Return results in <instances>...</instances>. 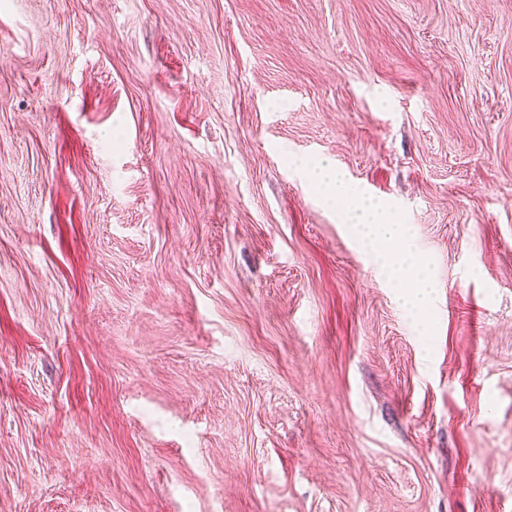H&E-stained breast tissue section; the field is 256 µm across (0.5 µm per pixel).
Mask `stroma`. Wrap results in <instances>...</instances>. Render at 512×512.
<instances>
[{"label":"stroma","instance_id":"obj_1","mask_svg":"<svg viewBox=\"0 0 512 512\" xmlns=\"http://www.w3.org/2000/svg\"><path fill=\"white\" fill-rule=\"evenodd\" d=\"M0 512H512V0H0ZM315 169H318L317 177L328 192L327 198L343 203L346 219L361 227V234L378 253L389 280L395 288L402 289L411 309L422 314L426 309L427 285L424 281L412 279L414 273H419V262L406 247V229L400 224H392L380 205L366 204L352 193L328 165L319 163Z\"/></svg>","mask_w":512,"mask_h":512}]
</instances>
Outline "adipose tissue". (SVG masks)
I'll return each instance as SVG.
<instances>
[{
  "mask_svg": "<svg viewBox=\"0 0 512 512\" xmlns=\"http://www.w3.org/2000/svg\"><path fill=\"white\" fill-rule=\"evenodd\" d=\"M317 176L329 199L342 202L346 219L360 226L363 237L381 258L390 281L401 288L407 304L417 312H424L426 284L413 278L419 270V262L405 244V229L391 223L379 205L365 203L352 193L329 166H319Z\"/></svg>",
  "mask_w": 512,
  "mask_h": 512,
  "instance_id": "adipose-tissue-1",
  "label": "adipose tissue"
}]
</instances>
